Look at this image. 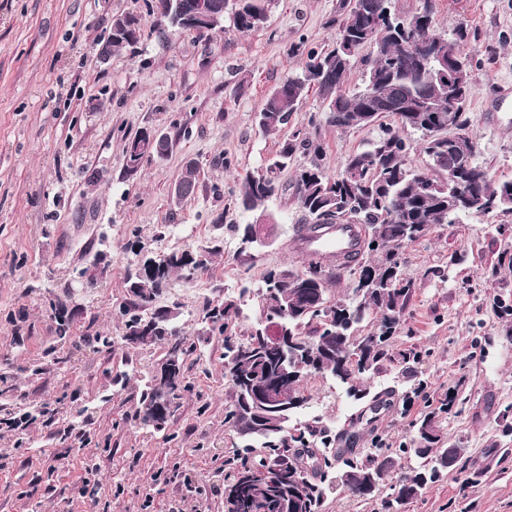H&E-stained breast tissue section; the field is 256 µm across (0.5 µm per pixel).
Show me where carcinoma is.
Segmentation results:
<instances>
[{
  "mask_svg": "<svg viewBox=\"0 0 512 512\" xmlns=\"http://www.w3.org/2000/svg\"><path fill=\"white\" fill-rule=\"evenodd\" d=\"M224 15L235 31L249 33L260 29L266 15V0H222ZM421 6L411 13H400L394 0H355V7L340 2L336 16L329 24L336 27L334 45L324 51L307 53L300 71L283 79L266 96L258 113L262 133H276L288 126L291 113L299 110L305 93L316 88L324 104L325 122L342 130H365L383 117L393 118L396 126L385 127L366 147L348 156L343 169L330 176L323 166L324 146L318 132L297 129L280 143L277 153L265 161L260 170L245 175L234 198L235 210L252 215L254 224H273L274 217L266 203L280 190V176L301 154L307 163L295 168L292 188L298 206L308 217L307 227L314 230L323 224H360L365 234L381 245L378 259L368 262L366 277L374 287L363 297L362 314L355 309L330 310L317 314L308 309L309 298L317 293L327 294L328 285L340 279L359 263V257L339 264L325 265L309 262L304 271L279 268L268 271L258 292L264 300L257 305L260 318L244 339L224 337V361L234 364V370L224 372L232 394L228 416L244 445L241 462L227 478L224 488V512H319L320 504L330 487L323 473L311 480L304 472L297 448L309 447L310 428L292 433L273 432L266 427V416L275 414L288 422L290 409H276L267 402L254 405L242 381H266L274 369L275 360L262 351L260 336L275 326L288 336H303L312 344L313 371L291 373L285 368L288 388L302 394L303 381L316 371L330 369L332 377L348 387L360 401L368 396L361 388L363 380L378 371L385 357L386 342L398 329L406 312L410 283L402 271L403 249L424 237L436 224H454L462 215L484 214L480 203L495 202L497 212H512V203H500L502 184H494L479 165L463 172L473 186L471 199L458 211L448 210L453 197L448 179L442 173L455 163L448 153V139L433 134L435 120L448 116V82L440 73V61H460L464 76L472 82L467 55L461 43L467 40L463 28L452 41L435 27L434 0H420ZM407 19L415 21V29L426 39L427 55L416 58L404 45ZM144 37L141 19L133 15L112 18L111 49L134 46ZM362 64L363 86L346 89V77L356 64ZM473 92L468 88L458 95L452 122L457 131L466 135L465 144L476 148L469 132L465 105ZM408 130L422 134L421 152L436 156L432 172H422L409 162L411 145L404 137ZM149 131L141 130L124 147L125 176L138 174L144 159L150 157L144 144ZM178 184L185 196L195 194L198 187L197 168L186 166ZM250 223V224H252ZM250 224L241 227L247 235ZM188 254L173 259L164 269L154 272L135 268L126 277L131 307L124 310L125 328L137 337L135 345L168 342L169 349L178 353L179 364L171 379L174 397L182 399L188 390L184 356L191 350L183 328L174 324L164 330L148 328L149 317L143 312L174 273L190 274ZM238 312L237 302L224 297V303L207 307L205 322L211 329L224 330L231 315ZM376 315L379 324L375 331L358 335L365 317ZM359 350L352 355L346 347ZM158 392L154 377H149L141 390L136 416L143 423L151 419ZM263 441L266 452L249 459L252 441ZM443 433L437 412L424 415L418 422L415 436L401 447L412 454L419 464L411 474L399 479L393 492L409 501L448 466L467 467L461 450L448 449L451 462L436 466ZM396 460L390 455H375L365 460L343 459V469L335 476L336 486L353 490L358 498H370L394 471Z\"/></svg>",
  "mask_w": 512,
  "mask_h": 512,
  "instance_id": "1",
  "label": "carcinoma"
}]
</instances>
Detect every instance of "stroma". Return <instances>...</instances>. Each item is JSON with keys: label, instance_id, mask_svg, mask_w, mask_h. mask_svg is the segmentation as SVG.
Masks as SVG:
<instances>
[{"label": "stroma", "instance_id": "1", "mask_svg": "<svg viewBox=\"0 0 512 512\" xmlns=\"http://www.w3.org/2000/svg\"><path fill=\"white\" fill-rule=\"evenodd\" d=\"M339 2L272 0L260 31L151 37L103 60L113 16L153 27L147 0H0V512H224V462L239 442L225 421L224 338H245L259 312L245 306L219 332L205 309L256 289L269 270L306 264L298 243L306 217L292 192L268 202L279 222L266 247L242 244L235 226L246 218L227 206L239 179L283 138L263 134L256 117L302 63L291 46L331 45ZM435 23L450 38L468 31L476 162L493 181H512V0H435ZM322 119L312 89L288 128L320 122L333 175L375 132ZM145 128L172 147L124 178L125 141ZM190 162L197 192L176 197ZM223 212L228 221L217 224ZM216 242L222 251L206 269L189 280L173 274L154 300L178 306L193 345L189 389L157 431L136 418V394L167 346L123 339L133 248ZM100 253L105 274L80 287L79 271ZM402 262L408 308L366 381L389 392L390 408L358 420L361 402L316 374L289 426L331 436L355 427L362 458L398 448L422 414L451 398L439 423L469 466L446 469L407 512H512V213L435 225ZM70 291L82 310L61 336L55 306ZM117 375L123 385H113ZM22 416L25 429L8 428Z\"/></svg>", "mask_w": 512, "mask_h": 512}]
</instances>
